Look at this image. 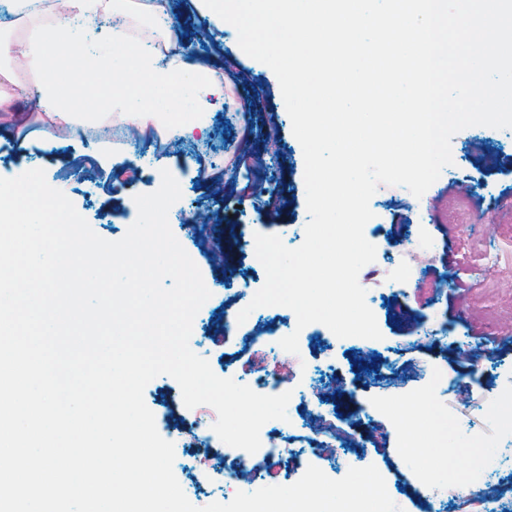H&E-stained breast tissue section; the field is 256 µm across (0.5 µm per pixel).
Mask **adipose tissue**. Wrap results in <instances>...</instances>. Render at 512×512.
<instances>
[{"label":"adipose tissue","mask_w":512,"mask_h":512,"mask_svg":"<svg viewBox=\"0 0 512 512\" xmlns=\"http://www.w3.org/2000/svg\"><path fill=\"white\" fill-rule=\"evenodd\" d=\"M8 16L0 20V116L24 122L35 118L46 135L64 129H77L87 118L77 110L69 88L57 77L47 75L52 56L68 54L70 66L91 75L96 85H111L115 76L125 79L123 95L132 107L125 119L139 131L150 129L186 136L206 127L211 96L224 88L223 72L204 69L195 87L196 108L183 112L178 104L184 97L183 76L194 65L182 49L165 44L163 49L123 51L125 32L111 25L113 0H0ZM26 23V35L17 38L14 31ZM103 29L115 50L106 58L96 57L77 39V29ZM22 55L28 71L42 74L35 84L21 83L4 62ZM448 445V426L436 425L433 443L422 444L415 438L404 443L405 459H412L436 476H447L441 463Z\"/></svg>","instance_id":"1"}]
</instances>
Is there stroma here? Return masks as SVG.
<instances>
[{"label": "stroma", "mask_w": 512, "mask_h": 512, "mask_svg": "<svg viewBox=\"0 0 512 512\" xmlns=\"http://www.w3.org/2000/svg\"><path fill=\"white\" fill-rule=\"evenodd\" d=\"M175 39L193 61L224 73V98L212 111L202 139L180 140L178 149L154 134L138 139L107 134L119 114L95 116L79 129L46 138L39 125L0 128V177L21 167L44 170L103 239H121L131 219L127 201L156 191L162 171L178 181L182 196L168 213L170 228L198 266L211 296L196 314L189 345L219 377L235 375L256 387L245 360L250 337L276 327L298 333L302 363L294 374L287 420L269 421L272 433L295 440L298 450L279 467H265V483L290 485L308 466L343 478L353 467L375 466L402 512H480L473 493L488 490L493 512H512V427L503 425L495 398L512 392V275L491 256L501 246L504 222H512V128L471 126L451 140L453 162L424 193L382 185L370 201L374 262L359 282L374 312L381 339H339L320 323L297 329L286 307L252 310L238 327L228 316L250 304L265 282L250 247L255 234H277L291 248L302 244L309 220L303 151L281 99L274 72L247 56L230 31L194 40L207 26L201 5L174 0ZM138 179H125L130 168ZM411 275L393 287L391 268ZM448 415L462 439L460 464L442 481L422 466L401 461L403 439L418 432L425 400ZM158 433L173 443V471L188 500L204 507L226 503L222 457L198 472L199 487L184 473L194 466L217 414L186 408L178 383L153 379L144 390ZM336 413L352 438L327 457L314 450L306 428L317 407ZM380 433L383 447L365 446ZM494 445L481 466L472 454ZM468 483L472 492L462 493ZM458 496H449V488Z\"/></svg>", "instance_id": "1"}]
</instances>
